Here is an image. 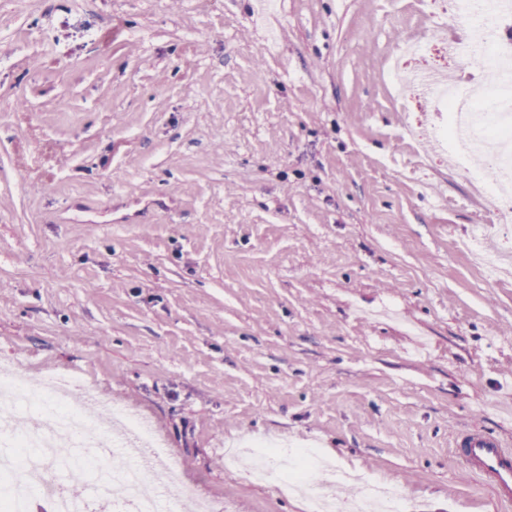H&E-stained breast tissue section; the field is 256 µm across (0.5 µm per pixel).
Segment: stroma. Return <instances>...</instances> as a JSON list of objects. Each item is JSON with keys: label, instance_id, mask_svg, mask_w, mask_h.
<instances>
[{"label": "stroma", "instance_id": "stroma-1", "mask_svg": "<svg viewBox=\"0 0 512 512\" xmlns=\"http://www.w3.org/2000/svg\"><path fill=\"white\" fill-rule=\"evenodd\" d=\"M422 0H0V363L145 417L229 512H308L268 445L512 512L453 455L512 448V278L401 136L387 62ZM287 465L289 474L300 466H297L294 463H288L287 458L277 450L274 453L259 456L255 460V467L258 470L259 475L268 481H280L284 479Z\"/></svg>", "mask_w": 512, "mask_h": 512}]
</instances>
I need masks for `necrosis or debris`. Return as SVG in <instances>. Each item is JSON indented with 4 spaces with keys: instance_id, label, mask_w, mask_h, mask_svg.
<instances>
[{
    "instance_id": "1",
    "label": "necrosis or debris",
    "mask_w": 512,
    "mask_h": 512,
    "mask_svg": "<svg viewBox=\"0 0 512 512\" xmlns=\"http://www.w3.org/2000/svg\"><path fill=\"white\" fill-rule=\"evenodd\" d=\"M425 43L447 48L445 30L431 28L423 43L405 39L389 58L399 111L406 119L404 134L416 155L445 157L450 168L466 172L484 196L488 224L511 223L512 159L498 153L495 146L512 140V116L507 113L512 102V45L495 41L487 46L483 60L492 77L472 91L459 82L462 59L454 58L449 66L433 65L421 51ZM422 76L427 77V84H419ZM424 96L435 106L448 108L449 127L433 124L422 128L410 123L413 102ZM481 144L490 147L483 170L467 171L472 147ZM77 385L76 379L53 373L35 387L11 367L0 365L1 400L24 395L38 404L48 395L55 404L51 411H35L19 419L0 418V512H28L32 494L40 490L31 476L43 459L54 456L59 448L86 449L81 463L98 477L92 494L83 498L71 494L64 483H52L49 493L56 512H95L100 502L108 503L112 512H165L169 504L142 491L162 454L149 421L130 411H116L104 419L87 416L74 403ZM110 430L116 433L113 447L135 445L141 459L109 478L98 472L97 450L101 436Z\"/></svg>"
}]
</instances>
